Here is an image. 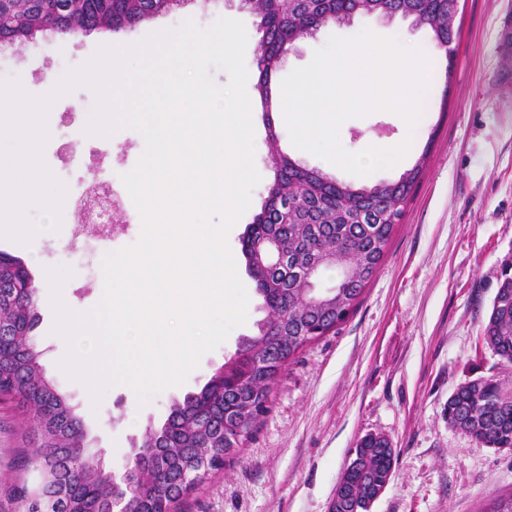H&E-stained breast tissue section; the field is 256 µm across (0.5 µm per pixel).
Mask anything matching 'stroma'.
Segmentation results:
<instances>
[{
	"instance_id": "1",
	"label": "stroma",
	"mask_w": 512,
	"mask_h": 512,
	"mask_svg": "<svg viewBox=\"0 0 512 512\" xmlns=\"http://www.w3.org/2000/svg\"><path fill=\"white\" fill-rule=\"evenodd\" d=\"M220 17L244 23V63L252 65L262 38L252 13L238 0H185L174 11L116 32L55 33L2 46L0 80L18 79L29 94L42 96L99 47L133 44L188 19L206 27ZM365 28L422 47L432 61L431 83L415 130L394 113L375 112L345 120L341 144L356 153L374 142L411 137L401 161L364 181L395 182L417 166L418 182L385 259L348 319L295 356L272 388L268 414L240 453L184 496L182 512H329L350 450L368 433L387 436L396 452L394 476L369 512H488L512 496V450L481 445L452 428L447 418L448 398L461 383L512 373L490 350L475 349L502 272L512 266V44L505 41L512 33V0H460L456 35L447 50L437 47L430 29L401 16H357L332 24L296 42L282 61L280 77L307 66L330 36L351 37ZM247 82L261 180L227 236L237 259L240 237L273 178L272 148L339 181L357 180L298 149L283 113L273 115L279 140L270 144L255 76ZM97 106L86 86L58 98L42 157L65 184L67 198L93 179L111 181L115 233L86 248L73 239L82 214L68 207L59 230L45 232L34 247L35 260L27 264L36 278L48 268H67L65 296L76 313L91 310L102 297L103 256L134 244L141 232L139 212L120 176L135 167L144 138L133 129L86 138L85 114ZM238 276L248 296L245 324L205 354L186 383L143 405L125 385L111 387L100 403H93L86 385L60 368L67 345L53 331L54 312L41 308L33 338L43 352L44 374L69 395L96 450L114 468L141 445L147 428L164 424L172 400L199 392L239 339L255 334L264 316L261 299L246 269ZM39 441L33 422H22L16 409L0 407V512L13 510L5 491L18 476L17 449Z\"/></svg>"
}]
</instances>
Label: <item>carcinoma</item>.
Returning <instances> with one entry per match:
<instances>
[{"label":"carcinoma","instance_id":"1","mask_svg":"<svg viewBox=\"0 0 512 512\" xmlns=\"http://www.w3.org/2000/svg\"><path fill=\"white\" fill-rule=\"evenodd\" d=\"M43 2L33 20L54 21V0H9L19 16L30 5ZM89 0L84 11L70 17L93 30L117 29L152 18L149 0H112V10ZM392 8L429 27L438 45L448 43L442 0H389ZM311 7L305 0H248L249 10L262 30L263 63L256 67L255 88L265 107L269 140H278L271 109L275 106L271 82L283 57L295 41L329 23H343L352 5L347 0H321ZM273 180L258 213L241 238V252L256 290L263 299L264 318L257 332L242 339L235 353L224 362V383L206 385L170 405L169 415L158 430L146 432L143 446H159L166 454L143 467H130L129 477L143 488L142 496L121 505L124 512H155L173 484L188 477L186 491L193 490L218 470L210 465L196 472L184 467L188 459L224 460L238 454L252 432L269 412L271 385L306 345L338 323L327 319L334 310H352L362 295L385 251L394 226L400 223L405 204L419 177L420 168L407 170L396 183L372 185L336 184V179L301 166L286 153L271 158ZM275 241L288 263L268 265L266 242ZM338 273L335 293L314 303L308 292L305 269ZM31 276L24 261L0 252V294H9L11 282ZM28 313V329L39 321L36 286L26 296L14 294L13 303L0 308L4 322L17 313ZM481 340L504 363H512V273H503ZM0 394L18 400L23 410H32L40 445L21 452L22 474L6 489L15 512H113L112 478L99 468L83 479L90 432L70 405L69 396L42 371L41 351L27 337L0 354ZM207 422L211 432H198ZM448 423L490 448H512V379L493 375L460 384L448 397ZM358 469L348 483L350 500L339 512H367L372 500L371 484L393 473L395 450L380 434L369 433L357 444ZM51 470L75 489L73 504L41 498L34 475Z\"/></svg>","mask_w":512,"mask_h":512}]
</instances>
